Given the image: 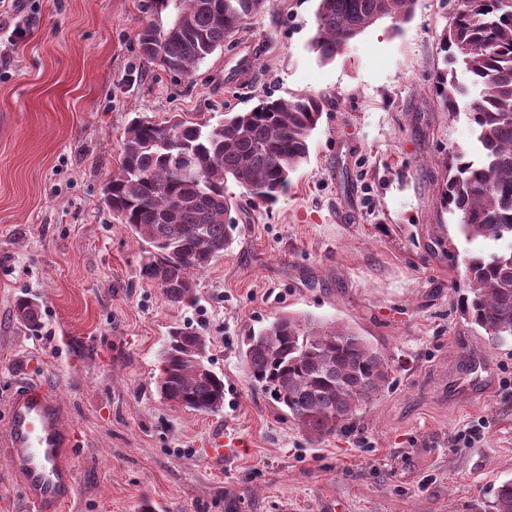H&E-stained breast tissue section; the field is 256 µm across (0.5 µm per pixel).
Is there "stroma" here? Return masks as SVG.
Masks as SVG:
<instances>
[{"label":"stroma","mask_w":512,"mask_h":512,"mask_svg":"<svg viewBox=\"0 0 512 512\" xmlns=\"http://www.w3.org/2000/svg\"><path fill=\"white\" fill-rule=\"evenodd\" d=\"M150 0H25L0 61V435L22 379L59 401L78 443L67 512H493L512 480V339L464 319L466 240L440 201L465 114L439 105L454 0H416L343 55L311 50L318 0H275L192 75L139 55ZM323 96L310 157L276 203H240L233 242L196 273L192 306L142 279L148 246L102 203L134 116L218 124L269 95ZM35 298L37 328L14 315ZM296 313L350 324L391 376L347 430L303 431L241 357L247 336ZM208 341L224 406L188 410L157 389L172 326ZM484 397L460 381L479 365ZM224 446L215 449L213 436Z\"/></svg>","instance_id":"1"}]
</instances>
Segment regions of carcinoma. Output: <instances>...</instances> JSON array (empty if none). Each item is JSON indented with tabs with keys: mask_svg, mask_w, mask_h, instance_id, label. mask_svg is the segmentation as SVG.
<instances>
[{
	"mask_svg": "<svg viewBox=\"0 0 512 512\" xmlns=\"http://www.w3.org/2000/svg\"><path fill=\"white\" fill-rule=\"evenodd\" d=\"M273 0H180L174 22L144 21L141 54L174 74L189 75ZM416 0H319L311 49L323 63L344 50L343 36L371 27L370 20L408 21ZM440 50L442 106L459 110L462 69L479 90L465 115L476 136L474 157L448 158L440 187L444 207L457 215L468 240L481 238L505 250L463 260L468 294L461 313L494 341L512 339V0H461ZM323 115V97H258L246 112H230L217 125L174 115L164 123L134 117L125 131L118 171L107 182L114 218L151 247L142 277L161 288L165 301H195L192 274L224 256L238 224L225 191L231 180L261 202L273 203L291 174L309 157L310 137ZM16 318L39 325V306L25 297ZM206 339L188 327L169 330L158 388L183 408L216 412L224 381L205 363ZM247 378L270 394L304 431L315 437L342 432L357 411L386 386V355L354 327L309 316L282 315L247 337ZM494 512H512V480L498 486Z\"/></svg>",
	"mask_w": 512,
	"mask_h": 512,
	"instance_id": "1",
	"label": "carcinoma"
}]
</instances>
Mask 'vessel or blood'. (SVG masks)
Instances as JSON below:
<instances>
[{
  "label": "vessel or blood",
  "mask_w": 512,
  "mask_h": 512,
  "mask_svg": "<svg viewBox=\"0 0 512 512\" xmlns=\"http://www.w3.org/2000/svg\"><path fill=\"white\" fill-rule=\"evenodd\" d=\"M8 417L0 450L25 491L29 512H62L75 494L71 450L76 439L61 406L40 382L27 380L13 391Z\"/></svg>",
  "instance_id": "b4317fda"
}]
</instances>
